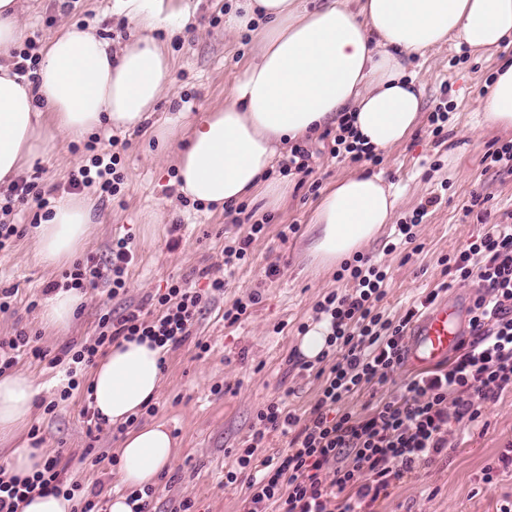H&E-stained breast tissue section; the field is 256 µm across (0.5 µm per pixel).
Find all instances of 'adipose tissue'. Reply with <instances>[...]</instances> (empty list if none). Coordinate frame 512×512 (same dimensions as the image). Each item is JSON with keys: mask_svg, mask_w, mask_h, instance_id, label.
I'll use <instances>...</instances> for the list:
<instances>
[{"mask_svg": "<svg viewBox=\"0 0 512 512\" xmlns=\"http://www.w3.org/2000/svg\"><path fill=\"white\" fill-rule=\"evenodd\" d=\"M155 0H119L137 34L122 51L92 29L69 24L41 55L35 77L20 80L9 57L21 35L18 0H0V183L44 149L42 120L71 139L99 128L130 129L149 120L170 82V61L151 36L160 22ZM253 33L257 49L235 77L223 107L157 129L179 139L177 193L222 212L248 199L275 208L288 179H271L287 143L311 139L356 116L358 137L380 152L418 126L422 90L414 62L447 43L494 55L512 39V0H238L226 20ZM490 125L512 128V63L497 70L482 103ZM398 192L383 172L361 170L325 187L310 217L308 253L337 266L391 222ZM98 222L90 198H63L38 228L36 256L53 267L71 263ZM161 348L135 340L113 344L95 363L90 398L114 424L137 414L162 381ZM38 389L24 372L0 375V440L16 439L33 417ZM163 422L123 435L121 492L110 512H132L128 495L155 485L177 455Z\"/></svg>", "mask_w": 512, "mask_h": 512, "instance_id": "obj_1", "label": "adipose tissue"}]
</instances>
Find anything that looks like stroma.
Segmentation results:
<instances>
[{"label": "stroma", "instance_id": "35a3bbf8", "mask_svg": "<svg viewBox=\"0 0 512 512\" xmlns=\"http://www.w3.org/2000/svg\"><path fill=\"white\" fill-rule=\"evenodd\" d=\"M169 2L187 9L195 24L179 29L169 18L152 33L164 46L172 73L152 116L157 123L178 112L195 118L223 106L235 76L255 50L250 35L231 36L223 25L211 23L213 17L229 15L235 0ZM20 4L23 35L40 49L66 21L93 28L117 49L128 44L134 32L115 0H20ZM511 59V43L491 57L445 45L416 66L424 112L444 101L449 119L445 139L435 138L423 123L407 141L381 153L379 169L396 185L400 200L393 224L385 225L362 253L388 269L390 280L381 308L390 319H399L410 303L443 283L448 286L444 298L469 304L475 297L470 283H447L440 259L486 232V225L468 211L473 193L488 196L491 222L512 213V173L486 169L483 163L487 152L512 141V129L478 123L479 103L499 64ZM45 137V151L27 162L19 177L37 182L55 198L69 197L68 177L89 154L74 149L72 141L54 130H47ZM120 138L128 143L125 184L119 196L97 200L100 222L79 255L106 261L113 238L132 235L135 260L126 293L109 298L103 280L86 286L69 329L48 327L42 318L46 288L61 281L64 271L35 257L41 209L32 202L16 205L21 234L10 249L0 251V290L13 288L17 294L12 308L0 312V338L23 331L35 346L56 355L65 346L95 336L103 314L118 316L148 308L151 296L164 292L171 280L182 278L205 290L212 280L225 279L223 293L206 304L191 336L166 355L162 385L152 400L156 412L142 420L167 423L180 442L176 459L154 488L153 512H174L186 499L193 501L195 512H244L246 487L225 485L224 472L253 433L258 410L269 401L286 397L289 408L300 416L314 405L321 380L315 370L299 365L300 327L311 324L314 306L325 294L346 287L337 280L335 269L312 265L306 251L310 215L319 194L295 175L276 209L249 200L234 222L178 196L174 150L160 147L149 129L125 131ZM304 147L312 178L320 186L362 169L361 164L332 159L325 139L305 142ZM416 215L422 221L415 241L386 252L394 223ZM254 223L265 224L264 235L234 273L225 275V238L247 232ZM285 224L298 225L299 230L284 241L278 233ZM272 264L280 268L274 277L267 274ZM253 293L259 302L250 315L233 325L225 323V308ZM202 341L208 352L199 349ZM17 368L29 373L40 388L32 422L40 428L47 455H61L69 482L80 486L79 496L110 500L119 487V468L112 463L119 448L115 425L92 429L82 414L88 402L86 389L61 399L66 385L62 368L27 358ZM511 443L512 394H506L484 406L478 426L454 438L432 463L397 483L376 504V512H498L512 501V470L501 472L490 486L482 482V470Z\"/></svg>", "mask_w": 512, "mask_h": 512}]
</instances>
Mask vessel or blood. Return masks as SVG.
Returning a JSON list of instances; mask_svg holds the SVG:
<instances>
[{
    "mask_svg": "<svg viewBox=\"0 0 512 512\" xmlns=\"http://www.w3.org/2000/svg\"><path fill=\"white\" fill-rule=\"evenodd\" d=\"M467 307L443 301L433 305L410 330L408 357L413 364L442 361L455 351L468 329Z\"/></svg>",
    "mask_w": 512,
    "mask_h": 512,
    "instance_id": "1",
    "label": "vessel or blood"
}]
</instances>
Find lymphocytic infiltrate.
Masks as SVG:
<instances>
[{"label":"lymphocytic infiltrate","mask_w":512,"mask_h":512,"mask_svg":"<svg viewBox=\"0 0 512 512\" xmlns=\"http://www.w3.org/2000/svg\"><path fill=\"white\" fill-rule=\"evenodd\" d=\"M119 143L111 137V151L93 155L90 164L72 171L69 190L120 194L125 165ZM30 198L42 209L50 204L28 181L13 183L0 201V251L18 234L9 221L16 202ZM442 264L454 280L477 286L469 339L449 364L416 374L401 395L369 402L362 414L339 405L388 382L405 361L407 327L436 302L438 293L415 300L399 319L385 317L380 304L387 294V273L363 256L349 268L351 288L329 292L316 303L317 320L331 324L332 363L307 416L295 414L283 400L258 411L257 430L224 473L225 484H245L246 512H372L396 482L448 449L456 430L477 422L484 403L512 392V225L494 224ZM203 301L187 280H173L153 309L138 308L117 318L102 315L90 342L54 357L32 346L25 333L1 338L0 374L26 355L65 366L68 383L60 397L68 399L79 387L78 375L119 339L146 337L170 349L181 345L191 336ZM272 432L288 436L287 449L259 457L261 442ZM64 476L56 455L23 484L1 465L0 512H21L32 494L61 489Z\"/></svg>","instance_id":"lymphocytic-infiltrate-1"}]
</instances>
